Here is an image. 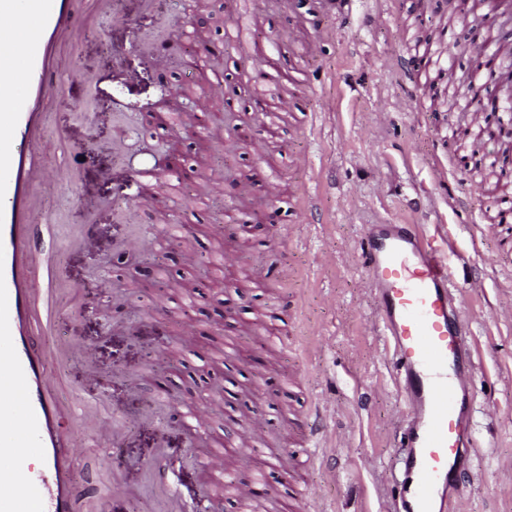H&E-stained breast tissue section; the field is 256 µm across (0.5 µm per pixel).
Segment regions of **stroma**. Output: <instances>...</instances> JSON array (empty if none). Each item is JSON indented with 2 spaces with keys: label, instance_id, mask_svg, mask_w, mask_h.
<instances>
[{
  "label": "stroma",
  "instance_id": "1",
  "mask_svg": "<svg viewBox=\"0 0 512 512\" xmlns=\"http://www.w3.org/2000/svg\"><path fill=\"white\" fill-rule=\"evenodd\" d=\"M75 9L86 26L56 53L46 125L32 150L47 167L60 164L65 149L76 157L75 181L39 188V213L52 219L46 254L66 286L56 329L93 352V367L68 360L51 372L66 406L62 451L73 480L100 492V512H163L158 464L183 512H214L224 474L202 482L197 464L223 448L226 417L243 414L265 425L268 450L237 449L236 476L247 481L264 470L269 512H301L288 495L300 487L326 512H386L399 478L400 398L391 343L358 257L370 224L421 225L448 266L471 322L466 356L476 366V446L463 463L471 479L458 512H512V315L499 310L512 295V226L496 223L494 202L478 192L481 169H456L465 156L455 137L459 113L433 91L407 88L396 69L418 52L421 28L439 31L436 55L459 71L478 34L446 27V0H403L398 10L388 0H355L341 20L320 0H208L204 8L197 0H153L149 8L111 0L95 13L77 0ZM376 10L378 22L367 23ZM243 14L257 17L251 40L291 74L287 96L297 103L279 129L282 155L270 164L233 147L231 135L208 133L233 111L255 138L266 136L243 47L225 45V96L205 119L192 117L197 103L188 91L201 80L182 27L202 25L223 43ZM323 30L327 38L307 57ZM142 44L161 47V57L139 52ZM73 69L93 84H65ZM166 99L176 120L163 126L154 113ZM173 149L207 158L215 181L173 173L158 189L152 174ZM301 153L310 171L296 167ZM313 185L307 221L301 192ZM155 199L172 231L157 229ZM244 216L262 224L260 236L242 227ZM84 224L94 228L92 241L70 247L71 227ZM146 233L148 246L128 248ZM220 250L233 273L265 266L276 276L241 294L217 287L211 260ZM272 323L285 337L268 344ZM98 403L106 423L123 425L118 442L74 430L76 409ZM201 405L209 414L197 430L187 415ZM312 420L320 438L309 436ZM269 454L282 467L265 469ZM111 479L121 496L104 497Z\"/></svg>",
  "mask_w": 512,
  "mask_h": 512
}]
</instances>
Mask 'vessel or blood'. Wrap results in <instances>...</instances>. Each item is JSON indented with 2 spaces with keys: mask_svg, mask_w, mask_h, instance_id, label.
<instances>
[{
  "mask_svg": "<svg viewBox=\"0 0 512 512\" xmlns=\"http://www.w3.org/2000/svg\"><path fill=\"white\" fill-rule=\"evenodd\" d=\"M73 0H0V512H72L89 497L72 481L61 445L59 399L48 370L60 290L43 260L41 225L32 220L34 188L62 172L40 166L30 148L49 92L51 52L77 31ZM472 61L512 58V40L470 44ZM499 221L512 224V186L487 182ZM377 313L392 341L404 430L399 461L413 479L401 512H434L470 443L463 407L474 375L459 364L469 331L451 305L447 267L423 247L414 224H373L360 242Z\"/></svg>",
  "mask_w": 512,
  "mask_h": 512,
  "instance_id": "b4317fda",
  "label": "vessel or blood"
}]
</instances>
